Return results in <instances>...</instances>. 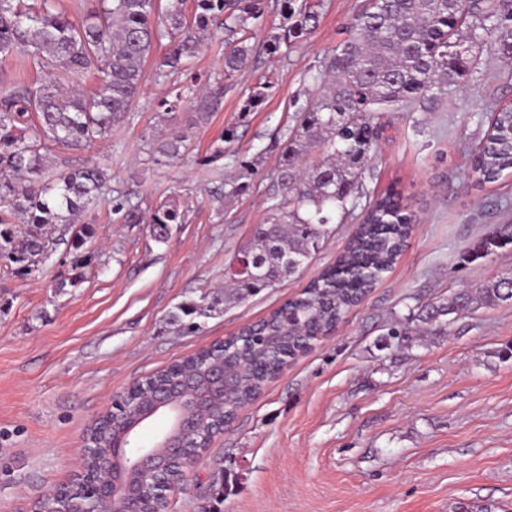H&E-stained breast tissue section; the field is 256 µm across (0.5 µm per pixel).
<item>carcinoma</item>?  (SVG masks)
Wrapping results in <instances>:
<instances>
[{"instance_id":"carcinoma-1","label":"carcinoma","mask_w":512,"mask_h":512,"mask_svg":"<svg viewBox=\"0 0 512 512\" xmlns=\"http://www.w3.org/2000/svg\"><path fill=\"white\" fill-rule=\"evenodd\" d=\"M0 0V56L22 55L44 73L34 84L0 90V262L28 274L53 250L46 233L50 224L72 227L69 247L79 268L92 260L80 249L94 234L83 215L102 205L109 220L139 224L138 206L123 194H112L111 169L98 163L49 174L47 144L82 148L105 137L132 112L143 82V64L154 45L165 53L156 72L163 77L182 72L197 53L200 35L224 34V75L239 71L248 49L237 34L264 13L262 0H170L164 12L158 0H95L78 19L56 9V0ZM282 0L288 23L271 45L276 52L308 33L316 22L309 0L300 9ZM506 63H512V0H365L346 37L321 61L313 79L326 83L313 103L295 111L294 124L282 134L284 146L277 189L270 197L271 216L254 228L253 241L242 256L245 271L229 287L212 292L206 306L183 303L169 321L197 331V317L241 302L299 273L341 213L354 214L362 198L363 167L382 132L387 112H407L418 101L435 103L448 96L461 79L478 73L473 48L486 38ZM95 76L91 93L78 88ZM73 83L61 89V80ZM181 136L163 142L157 152L181 157ZM311 150L319 163L305 168ZM480 183H494L512 173V112L495 109L489 129L473 156ZM363 216L336 264L325 269L298 296L253 325L202 349L170 368L137 382L136 396L172 378L178 369L203 371L224 352L234 387L224 417L261 393L282 369L286 355L306 352L304 343L332 331L345 314L374 286L357 275L392 268L406 247L415 215L391 187L368 198ZM26 226L24 232L15 224ZM185 223L174 206L161 205L150 216L153 236L165 242L171 226ZM498 252H512V224L484 236L465 256L474 263ZM512 273L477 288H461L449 298L417 307L411 320L415 334L426 336L453 324L464 312L512 302ZM408 333L395 327L381 339L382 348L402 347ZM130 424L129 414L112 415L91 429L98 443L89 465L112 470V438ZM129 487L146 507L160 506L152 480L128 478Z\"/></svg>"}]
</instances>
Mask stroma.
Returning <instances> with one entry per match:
<instances>
[{"instance_id": "obj_1", "label": "stroma", "mask_w": 512, "mask_h": 512, "mask_svg": "<svg viewBox=\"0 0 512 512\" xmlns=\"http://www.w3.org/2000/svg\"><path fill=\"white\" fill-rule=\"evenodd\" d=\"M244 35L247 65L225 78L218 110L201 117V83L223 70V48L204 37L183 75L193 94L159 110L169 86L154 63L133 121L81 149L51 146V171L93 163L142 213L176 202L186 216L167 242L148 223L111 224L100 208L85 220L91 263L76 268L65 225L56 250L22 275L0 265V512H33L41 495L83 468L86 428L133 382L238 333L299 294L346 248L356 218L336 217L296 276L202 319L196 332L170 324L185 302L223 287L234 257L269 216L281 163V132L296 105L316 99L312 76L342 40L363 0H321L316 27L271 52L285 19L264 0ZM479 74L425 108L387 114L362 181L370 194L394 187L416 216L393 267L326 339L289 360L260 396L214 438L200 465L168 493L167 512H201L223 486L222 512H458L466 503L512 512V303L482 308L409 347L379 349L394 320L512 270V253L465 264V252L512 224V176L481 184L471 155L492 105L512 100L507 65L484 47ZM260 83L265 98L246 99ZM232 140H224L225 130ZM179 133L184 159L149 153L151 139ZM223 151V159L205 158ZM240 184L221 193L222 183ZM66 288H59L61 280Z\"/></svg>"}]
</instances>
